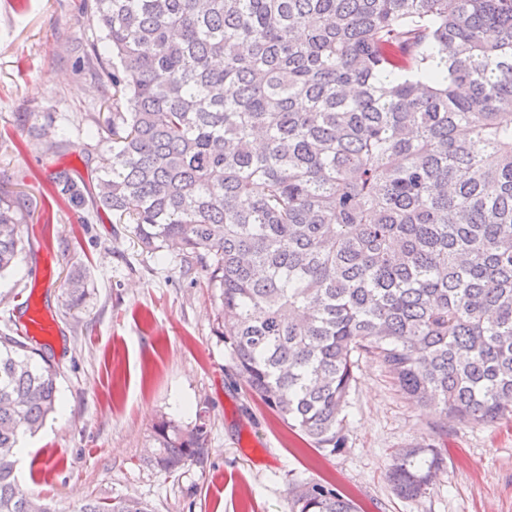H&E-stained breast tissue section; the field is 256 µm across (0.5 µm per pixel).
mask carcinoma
Listing matches in <instances>:
<instances>
[{
    "mask_svg": "<svg viewBox=\"0 0 512 512\" xmlns=\"http://www.w3.org/2000/svg\"><path fill=\"white\" fill-rule=\"evenodd\" d=\"M84 56L107 89L99 192L219 291L216 335L252 395L318 451H343L358 360L442 419L512 417V0H88ZM23 211L0 197V275ZM50 358L0 336V512H53L15 476L20 438L56 408ZM146 465L208 454L204 422L162 420ZM432 445L398 453L394 491L425 494ZM79 512H150L131 498ZM289 512H358L289 482Z\"/></svg>",
    "mask_w": 512,
    "mask_h": 512,
    "instance_id": "cac0c4a2",
    "label": "carcinoma"
}]
</instances>
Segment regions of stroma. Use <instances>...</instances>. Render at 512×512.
I'll return each mask as SVG.
<instances>
[{
	"instance_id": "1",
	"label": "stroma",
	"mask_w": 512,
	"mask_h": 512,
	"mask_svg": "<svg viewBox=\"0 0 512 512\" xmlns=\"http://www.w3.org/2000/svg\"><path fill=\"white\" fill-rule=\"evenodd\" d=\"M81 0H0V195L26 207L22 250L0 276V336L16 333L15 307L49 303L56 332L33 339L53 352L58 403L24 437L21 490L54 512L89 498L133 497L152 512H289L291 479L330 482L359 512H512V418L489 425L442 422L405 399L385 367L361 358L350 393L343 452L316 450L298 428L252 397L216 336L219 301L178 253L144 250L111 213L73 207L55 184L65 171L97 185L87 158L110 143L87 134V113L107 115L104 89L83 70L76 42L99 37ZM55 117L60 148L46 150L26 113ZM54 277L32 271L45 255ZM81 274L87 292L66 291ZM205 421L209 455L168 475L146 466L154 426ZM440 448L445 466L422 497L386 480L398 449Z\"/></svg>"
}]
</instances>
